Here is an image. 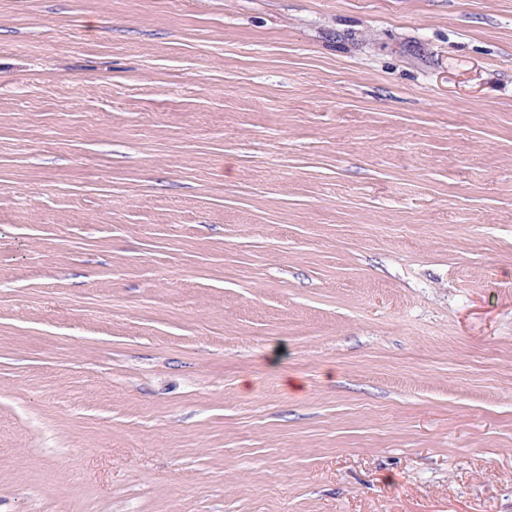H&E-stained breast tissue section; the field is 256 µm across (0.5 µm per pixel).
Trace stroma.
I'll use <instances>...</instances> for the list:
<instances>
[{
  "label": "stroma",
  "mask_w": 512,
  "mask_h": 512,
  "mask_svg": "<svg viewBox=\"0 0 512 512\" xmlns=\"http://www.w3.org/2000/svg\"><path fill=\"white\" fill-rule=\"evenodd\" d=\"M0 512H512V0H0Z\"/></svg>",
  "instance_id": "35a3bbf8"
}]
</instances>
